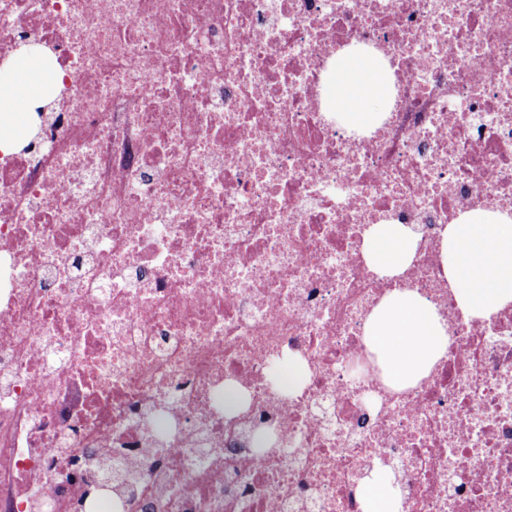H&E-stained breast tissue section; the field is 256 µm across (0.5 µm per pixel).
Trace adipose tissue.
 Masks as SVG:
<instances>
[{"label": "adipose tissue", "mask_w": 512, "mask_h": 512, "mask_svg": "<svg viewBox=\"0 0 512 512\" xmlns=\"http://www.w3.org/2000/svg\"><path fill=\"white\" fill-rule=\"evenodd\" d=\"M51 72L34 58L13 60L0 101V133L17 137L26 131V105L52 82ZM391 89L385 65L371 53L337 54L325 97L343 127L362 131L379 125ZM363 251L378 272L393 276L414 254V239L399 224H376L367 231ZM444 274L458 306L471 318L484 319L512 304V215L499 210L461 214L443 232ZM366 335L387 364L391 379L413 384L427 376L448 349V334L429 300L413 290L394 291L370 315ZM364 512H399L392 477L377 470L362 485Z\"/></svg>", "instance_id": "adipose-tissue-1"}]
</instances>
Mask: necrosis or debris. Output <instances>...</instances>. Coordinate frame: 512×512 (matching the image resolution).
<instances>
[{"instance_id": "4bbe7bcc", "label": "necrosis or debris", "mask_w": 512, "mask_h": 512, "mask_svg": "<svg viewBox=\"0 0 512 512\" xmlns=\"http://www.w3.org/2000/svg\"><path fill=\"white\" fill-rule=\"evenodd\" d=\"M22 45L56 84L0 150V512H363L378 469L402 512H512V305L466 317L441 262L512 213V0H0ZM351 45L393 87L369 133L325 101ZM404 289L448 351L396 388L365 325ZM414 243L410 231L403 225L374 224L365 235L363 251L376 271L393 276L410 264Z\"/></svg>"}]
</instances>
